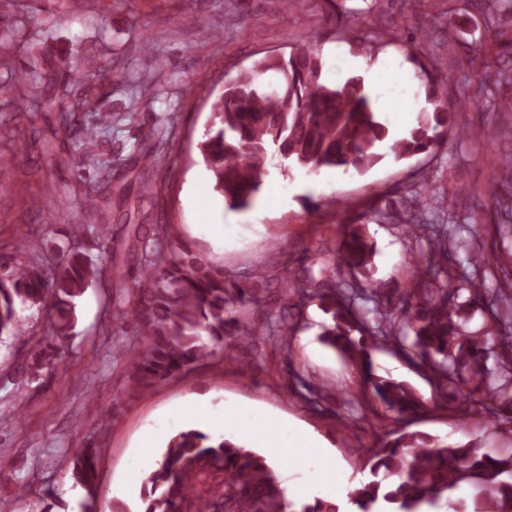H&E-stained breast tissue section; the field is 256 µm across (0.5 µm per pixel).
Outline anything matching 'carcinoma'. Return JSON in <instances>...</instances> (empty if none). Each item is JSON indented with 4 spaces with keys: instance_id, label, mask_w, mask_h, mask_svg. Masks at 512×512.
Returning <instances> with one entry per match:
<instances>
[{
    "instance_id": "obj_1",
    "label": "carcinoma",
    "mask_w": 512,
    "mask_h": 512,
    "mask_svg": "<svg viewBox=\"0 0 512 512\" xmlns=\"http://www.w3.org/2000/svg\"><path fill=\"white\" fill-rule=\"evenodd\" d=\"M419 79L427 108L408 136L395 138L384 123L361 77L328 81L320 53L307 43L287 56H270L226 81L211 104L213 119L199 144L211 172L214 190L232 209H247L260 194L268 165L288 162L309 172L325 168L365 172L389 153L397 161L429 150L451 132L460 133L455 112L442 102L441 80L424 63ZM16 110L21 114L57 112L66 127L69 92L35 71L24 73ZM42 154L55 151L54 140L31 126ZM387 153H382V150ZM491 187L512 172V147L489 162ZM499 211L508 220L495 225L500 237H512V199ZM406 225L409 236L422 239L423 225L399 213L368 211L345 216L338 224L340 242L334 262L350 272L369 269L373 243L365 219ZM26 262L0 271V337L20 338L26 329L19 306L36 307L50 319L53 339L31 352L32 371L52 369L77 326V306L86 290L98 283L101 270L78 247L56 260L40 256L41 247L22 245ZM448 237L427 238L413 259L411 287L368 288L331 285L293 271L285 292L298 297L274 321L273 334L286 342L298 324L301 305L316 300L330 319L320 326V340L357 371L366 403L384 410L386 419L409 423L426 410L409 384L378 374L374 355L391 349L431 377L441 405L467 419L486 420L512 433V249L497 259L499 287L486 291L454 265ZM374 303L367 317L357 293ZM504 303L490 312L485 328H468L475 308ZM255 289L234 284L224 270L176 243L153 249L145 259L130 307L114 313L130 324L144 344L126 355L130 390L149 388L202 365L224 351L263 340L264 331L241 321L240 309L257 304ZM495 358L497 367H488ZM368 477L349 493L356 512H428L441 505L467 512L449 492L465 483L475 490L474 512H512V454L502 456L475 446L452 444L418 431L394 437L388 433L371 448L359 450ZM74 482L89 488L97 477V455L78 448L72 459ZM139 512H339L333 502L315 500L293 509L287 491L268 459L223 435L196 429L173 435L160 465L142 483Z\"/></svg>"
}]
</instances>
